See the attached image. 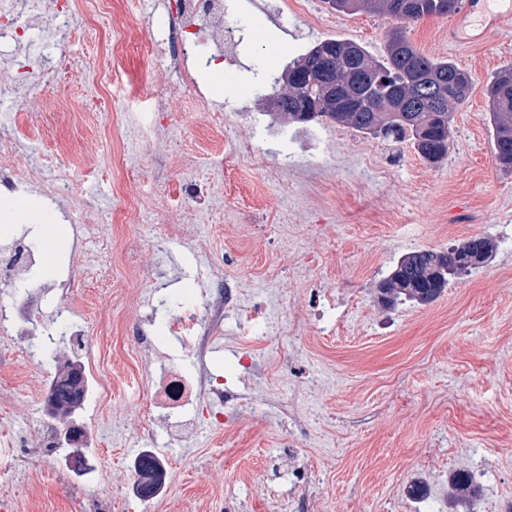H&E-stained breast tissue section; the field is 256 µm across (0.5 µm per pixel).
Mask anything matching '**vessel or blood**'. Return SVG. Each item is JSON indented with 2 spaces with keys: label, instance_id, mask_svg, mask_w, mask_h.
<instances>
[{
  "label": "vessel or blood",
  "instance_id": "obj_1",
  "mask_svg": "<svg viewBox=\"0 0 512 512\" xmlns=\"http://www.w3.org/2000/svg\"><path fill=\"white\" fill-rule=\"evenodd\" d=\"M511 21L512 0H459L448 23V40L458 44H479Z\"/></svg>",
  "mask_w": 512,
  "mask_h": 512
}]
</instances>
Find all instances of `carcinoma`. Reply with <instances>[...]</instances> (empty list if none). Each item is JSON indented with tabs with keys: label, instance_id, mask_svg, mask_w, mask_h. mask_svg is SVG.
Wrapping results in <instances>:
<instances>
[{
	"label": "carcinoma",
	"instance_id": "carcinoma-1",
	"mask_svg": "<svg viewBox=\"0 0 512 512\" xmlns=\"http://www.w3.org/2000/svg\"><path fill=\"white\" fill-rule=\"evenodd\" d=\"M337 11L383 14L394 20H420L449 16L457 0H328ZM277 83L278 94L288 99V111L274 115L288 122L306 124L326 118L376 138L409 140L427 162L439 164L448 157L453 112L465 102L471 74L446 59H430L395 27L388 36L384 54L375 57L361 44L348 39H326L301 59L284 69ZM496 167L512 172V68L495 74L487 86ZM493 239L472 237L448 251L407 253L376 288L378 302L393 307L403 301L426 305L448 286V266L469 272L492 257ZM61 406L56 417L70 415L80 405L84 377L63 374L52 382ZM155 460L146 456L137 476L149 488ZM449 512H468L480 488L466 473L450 477Z\"/></svg>",
	"mask_w": 512,
	"mask_h": 512
}]
</instances>
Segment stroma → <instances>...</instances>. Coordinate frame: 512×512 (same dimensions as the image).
<instances>
[{
  "instance_id": "1",
  "label": "stroma",
  "mask_w": 512,
  "mask_h": 512,
  "mask_svg": "<svg viewBox=\"0 0 512 512\" xmlns=\"http://www.w3.org/2000/svg\"><path fill=\"white\" fill-rule=\"evenodd\" d=\"M244 17L222 68L190 61L204 102L147 58L145 34L162 0H125L120 56L106 23L91 16L56 38L36 24L28 47L58 66L51 104L34 112L0 102V119L22 149L55 156L57 174H79L87 209L116 221L76 248L67 205L38 190L0 195V244L24 237L49 254L32 274L45 314L71 309L87 328L92 397L73 419L86 427L94 474L63 485L52 459L30 453L39 438L49 368L39 343L0 339V502L11 512H81L107 497L112 512H448V477L465 470L482 489L478 512L512 505V174L492 150L486 86L512 66V24L480 45L448 43V21L344 14L327 0H224ZM402 27L429 58L451 59L473 79L456 107L448 157L423 161L410 142L390 143L329 120L317 149L265 140L239 152L235 140L262 138L268 122L259 87L269 70L326 39H349L381 56ZM69 53L92 71L66 66ZM163 96L165 111L143 107ZM224 112L215 129L211 110ZM121 140L109 139L112 115ZM206 188L213 207L201 227L168 206ZM69 239L55 249L47 225ZM495 239L492 258L450 278L434 302L382 308L374 290L406 253L445 250L475 236ZM242 287L239 310L205 361L189 355L160 311L187 298L202 306L208 268ZM154 351L126 331L150 309ZM282 319L280 335L265 332ZM165 355L192 376L223 380L243 398L216 425L200 402L193 442H173L148 405L153 364ZM145 453L167 468L163 492L134 491ZM427 486L424 500L409 484Z\"/></svg>"
}]
</instances>
